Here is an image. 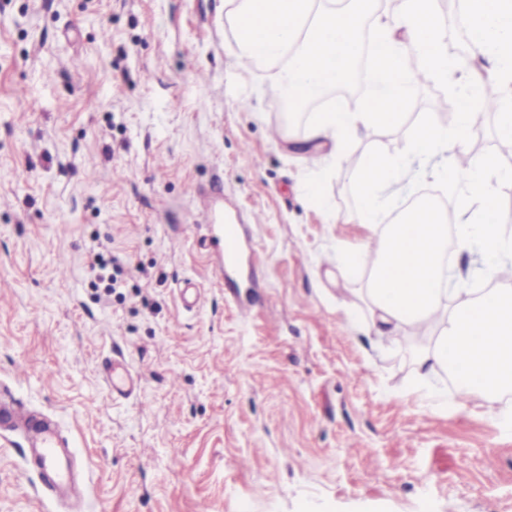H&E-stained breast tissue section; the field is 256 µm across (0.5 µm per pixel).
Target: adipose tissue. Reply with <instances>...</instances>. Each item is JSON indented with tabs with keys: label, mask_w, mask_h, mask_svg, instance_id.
Here are the masks:
<instances>
[{
	"label": "adipose tissue",
	"mask_w": 512,
	"mask_h": 512,
	"mask_svg": "<svg viewBox=\"0 0 512 512\" xmlns=\"http://www.w3.org/2000/svg\"><path fill=\"white\" fill-rule=\"evenodd\" d=\"M374 0H224V19L234 32L232 51L239 69L268 71L289 111L300 110L336 83L344 63L359 47V34ZM466 29L473 57L493 60L490 74L471 70L459 90L460 107L452 125L422 121L399 154H371L356 175L361 197L359 219L380 242L378 255L363 244L337 245L336 267L345 274L369 269L362 293L368 328L386 336L436 321L426 347L415 355V392L440 395L439 376L452 383L457 409L480 400L487 409L512 396V287L496 285L500 268L512 262V229L492 223L493 185L512 181V167L483 154L467 167L454 163L477 132L488 87L512 83V0H467ZM372 38L382 75L359 105L346 112H318L304 126L306 151L343 159L360 129L401 120L416 71L447 79L456 66L448 52L447 31L437 20V0H402L388 20L373 19ZM443 154L436 173L446 186L461 184L460 224L448 227L433 206L385 223L384 191L407 163ZM480 200L484 210L472 209ZM455 253L480 252L482 276L494 288L482 293L466 286L447 290L442 261L446 244Z\"/></svg>",
	"instance_id": "ef3b65f1"
}]
</instances>
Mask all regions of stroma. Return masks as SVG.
Listing matches in <instances>:
<instances>
[{
    "label": "stroma",
    "instance_id": "stroma-1",
    "mask_svg": "<svg viewBox=\"0 0 512 512\" xmlns=\"http://www.w3.org/2000/svg\"><path fill=\"white\" fill-rule=\"evenodd\" d=\"M232 44L224 0H0V384L53 418L86 485L42 496L13 432L0 512H512V419L421 399L416 329L348 320L367 277L336 269L366 235L355 170L305 158L267 75L230 81ZM466 75L413 89L351 154L398 152ZM441 164L412 162L390 214L440 190ZM205 194L250 226L226 277ZM112 360L134 396H110Z\"/></svg>",
    "mask_w": 512,
    "mask_h": 512
}]
</instances>
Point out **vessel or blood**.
Here are the masks:
<instances>
[{
	"label": "vessel or blood",
	"mask_w": 512,
	"mask_h": 512,
	"mask_svg": "<svg viewBox=\"0 0 512 512\" xmlns=\"http://www.w3.org/2000/svg\"><path fill=\"white\" fill-rule=\"evenodd\" d=\"M202 222L216 228L222 235L225 256L235 254L245 232L244 225L235 223L232 214L212 208L203 211ZM105 380L113 394L128 395L134 390V382L123 364L113 363L105 375ZM0 425L8 431L21 427L28 432L32 446L30 456L39 470L44 492L51 494L62 488L70 498H80L82 484L73 476L71 466L66 460L65 446L56 429L38 419L29 408L1 393Z\"/></svg>",
	"instance_id": "b4317fda"
}]
</instances>
